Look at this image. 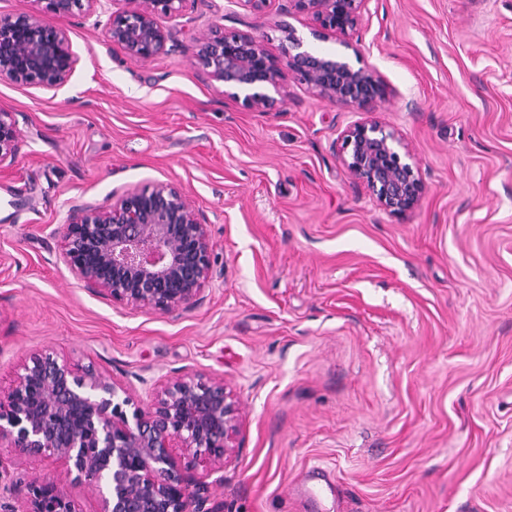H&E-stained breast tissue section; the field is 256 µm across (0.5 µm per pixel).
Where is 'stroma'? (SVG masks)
<instances>
[{
  "label": "stroma",
  "mask_w": 512,
  "mask_h": 512,
  "mask_svg": "<svg viewBox=\"0 0 512 512\" xmlns=\"http://www.w3.org/2000/svg\"><path fill=\"white\" fill-rule=\"evenodd\" d=\"M111 0L61 19L78 64L60 89L0 83L21 140L0 169V387L53 351L107 371L147 407L159 381L224 378L241 446L207 512H308L292 489L319 466L320 512H512V0H370L358 49L314 37L286 0L251 13L188 0L143 62L107 42ZM376 69L373 117L426 182L405 218L340 158L363 115L287 79L261 112L190 61L195 33L232 27L281 53V26ZM203 213L213 273L162 313L99 297L62 256L74 205L156 182ZM58 463L0 458V512Z\"/></svg>",
  "instance_id": "1"
}]
</instances>
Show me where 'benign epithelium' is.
<instances>
[{"label":"benign epithelium","mask_w":512,"mask_h":512,"mask_svg":"<svg viewBox=\"0 0 512 512\" xmlns=\"http://www.w3.org/2000/svg\"><path fill=\"white\" fill-rule=\"evenodd\" d=\"M58 18L91 11L98 0H45ZM106 41L130 58L150 60L166 51L168 33L157 18L179 12L187 0H122ZM369 0H288V12L309 15L313 34L351 47ZM283 57L267 52L238 29L201 32L192 62L224 84V95L250 110L268 111L286 73L355 112H372L386 99L379 73L304 46L282 28ZM77 64L65 28L42 13H0V82L56 90ZM20 138L8 112L0 113V166L12 164ZM341 160L366 185L380 208L404 218L425 191L422 172L399 133L374 119L357 121L341 136ZM70 272L94 291L161 312L196 304L212 269V244L203 214L183 190L159 182L124 193L109 206L72 209L62 236ZM241 414L224 379L200 373L170 377L154 388L149 405H133L111 375L79 368L46 352L31 353L22 373L0 394V447L30 461L54 459L65 476L90 487L97 512H204L199 468L219 472L238 448ZM20 512H78L64 485L33 481Z\"/></svg>","instance_id":"obj_1"}]
</instances>
